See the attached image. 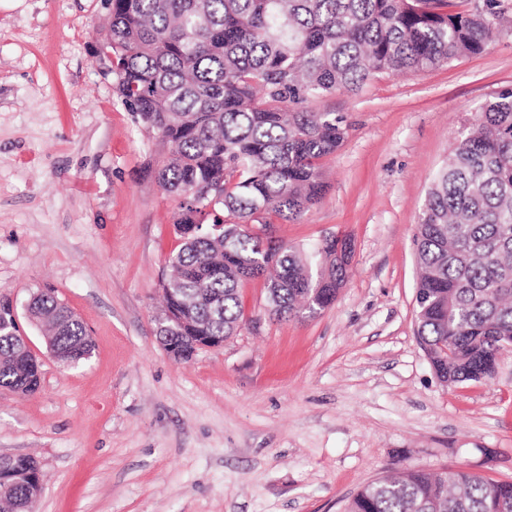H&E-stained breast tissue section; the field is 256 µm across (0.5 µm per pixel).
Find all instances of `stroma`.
<instances>
[{
  "label": "stroma",
  "mask_w": 512,
  "mask_h": 512,
  "mask_svg": "<svg viewBox=\"0 0 512 512\" xmlns=\"http://www.w3.org/2000/svg\"><path fill=\"white\" fill-rule=\"evenodd\" d=\"M502 8L482 55L309 102L348 135L321 162V200L273 234L306 250L350 238L346 282L288 320L252 280L236 334L181 362L156 334L178 201L98 54L106 0H0V296L53 290L95 343L62 367L19 316L42 379L28 397L0 388V454L39 462L36 512H343L409 468L512 481V353L490 380L438 378L416 336L413 245L468 118L512 88Z\"/></svg>",
  "instance_id": "35a3bbf8"
}]
</instances>
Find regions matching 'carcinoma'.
Segmentation results:
<instances>
[{"label":"carcinoma","instance_id":"obj_1","mask_svg":"<svg viewBox=\"0 0 512 512\" xmlns=\"http://www.w3.org/2000/svg\"><path fill=\"white\" fill-rule=\"evenodd\" d=\"M102 54H112L117 96L170 147L160 187L179 199V235L162 284L160 338L196 353L198 336L229 337L242 318L240 290L262 278L278 317L317 314L346 280L337 237L311 255L270 233L322 197L320 162L347 125L304 104L355 92L375 74L422 72L483 53L499 34L501 0L477 12L448 0H107ZM419 344L448 385L494 376L512 352V88L486 100L434 175L414 234ZM63 367L86 361L84 323L52 291L32 298ZM0 387L29 396L40 364L0 298ZM43 474L32 458L0 468V499L35 512ZM345 512H512V481L449 466L409 469L364 484Z\"/></svg>","mask_w":512,"mask_h":512}]
</instances>
